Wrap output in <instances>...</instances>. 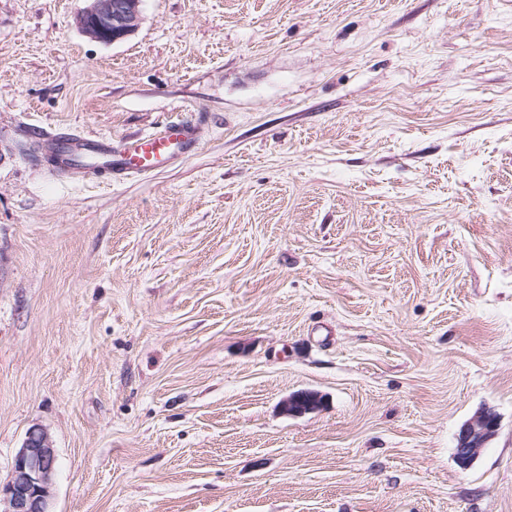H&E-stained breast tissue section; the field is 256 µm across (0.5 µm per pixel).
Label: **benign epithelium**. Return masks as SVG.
Listing matches in <instances>:
<instances>
[{
    "instance_id": "benign-epithelium-1",
    "label": "benign epithelium",
    "mask_w": 512,
    "mask_h": 512,
    "mask_svg": "<svg viewBox=\"0 0 512 512\" xmlns=\"http://www.w3.org/2000/svg\"><path fill=\"white\" fill-rule=\"evenodd\" d=\"M142 0H89L78 19L82 33L95 41L116 43L138 27ZM498 418L486 412L465 424L457 437L455 458L468 467L496 434ZM58 459L48 434L39 428L28 431L19 448L9 482L0 485V512H52V486Z\"/></svg>"
}]
</instances>
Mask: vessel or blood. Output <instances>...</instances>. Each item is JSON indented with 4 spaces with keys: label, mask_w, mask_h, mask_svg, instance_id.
<instances>
[{
    "label": "vessel or blood",
    "mask_w": 512,
    "mask_h": 512,
    "mask_svg": "<svg viewBox=\"0 0 512 512\" xmlns=\"http://www.w3.org/2000/svg\"><path fill=\"white\" fill-rule=\"evenodd\" d=\"M37 135L44 152L60 154L58 173L83 175L80 161L94 156L105 162L110 181L120 182L175 163L199 145L200 123L192 118H177L166 121L157 130L119 143L106 136L91 138L74 131L62 138L56 131L41 128Z\"/></svg>",
    "instance_id": "obj_1"
}]
</instances>
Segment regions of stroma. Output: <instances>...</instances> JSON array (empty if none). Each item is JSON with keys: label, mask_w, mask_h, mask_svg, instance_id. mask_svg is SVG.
I'll return each mask as SVG.
<instances>
[{"label": "stroma", "mask_w": 512, "mask_h": 512, "mask_svg": "<svg viewBox=\"0 0 512 512\" xmlns=\"http://www.w3.org/2000/svg\"><path fill=\"white\" fill-rule=\"evenodd\" d=\"M87 5L0 0V483L40 428L52 512H512V0ZM181 116L111 185L16 147ZM78 19L82 33L95 41L116 43L138 27L142 0H89ZM499 427L498 418L486 412L465 424L457 437L455 458L462 467H468L479 455L481 449L496 434Z\"/></svg>", "instance_id": "stroma-1"}]
</instances>
